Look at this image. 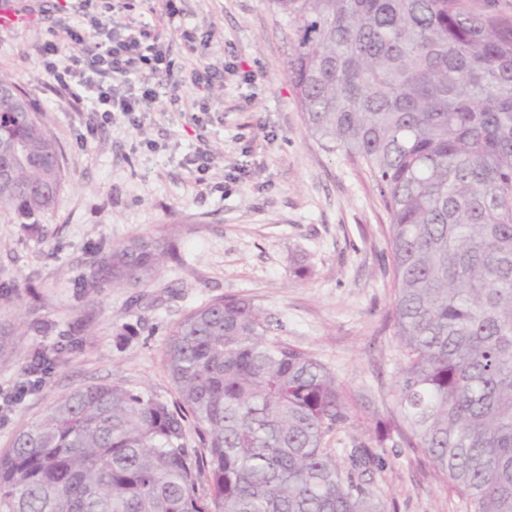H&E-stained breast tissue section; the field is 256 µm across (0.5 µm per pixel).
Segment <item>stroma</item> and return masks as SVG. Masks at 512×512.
I'll return each instance as SVG.
<instances>
[{"label": "stroma", "mask_w": 512, "mask_h": 512, "mask_svg": "<svg viewBox=\"0 0 512 512\" xmlns=\"http://www.w3.org/2000/svg\"><path fill=\"white\" fill-rule=\"evenodd\" d=\"M25 24L0 27V72L36 99L68 183L34 225L0 223V312L16 316L0 389L27 382L37 352L59 355L40 389L0 413V452L62 395L94 384L178 397L163 365L172 326L224 296L253 299L280 340L312 352L347 390L396 408L399 352L389 214L366 167L307 130L287 70L293 33L270 0H182L160 28L157 0H8ZM129 21L162 31L170 73L143 72L159 98L138 122L80 110L43 54L63 28ZM227 65L233 76L208 73ZM174 244L154 286L87 288L113 245ZM308 267L294 277L295 265ZM374 488L394 512H465L427 459L377 449Z\"/></svg>", "instance_id": "1"}]
</instances>
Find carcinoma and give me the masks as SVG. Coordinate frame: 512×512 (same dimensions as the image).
Here are the masks:
<instances>
[{"instance_id": "obj_1", "label": "carcinoma", "mask_w": 512, "mask_h": 512, "mask_svg": "<svg viewBox=\"0 0 512 512\" xmlns=\"http://www.w3.org/2000/svg\"><path fill=\"white\" fill-rule=\"evenodd\" d=\"M308 131L362 162L390 215L399 419L370 412L272 317L226 296L185 314L163 362L179 402L95 384L0 454V512H389L361 445L418 449L466 512H512V14L497 0H273ZM0 149L24 151L0 213L37 224L66 185L30 94L0 75ZM160 238L112 247L87 286H145ZM193 423L199 448L184 444ZM207 475L208 488L199 478Z\"/></svg>"}]
</instances>
